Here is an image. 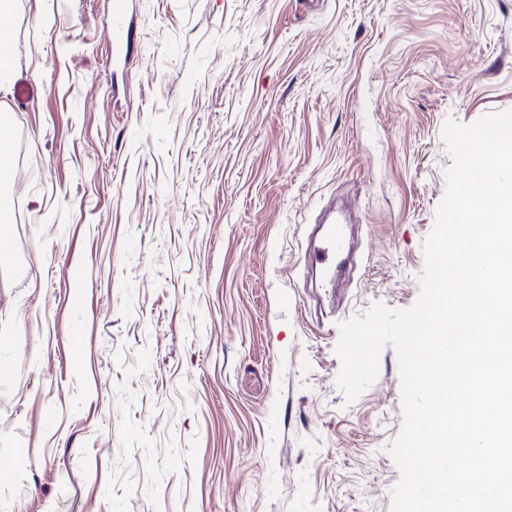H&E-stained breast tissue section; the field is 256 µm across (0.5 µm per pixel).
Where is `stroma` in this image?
<instances>
[{"label":"stroma","instance_id":"stroma-1","mask_svg":"<svg viewBox=\"0 0 512 512\" xmlns=\"http://www.w3.org/2000/svg\"><path fill=\"white\" fill-rule=\"evenodd\" d=\"M129 3L118 63L110 0L0 15L38 87L0 93V512H392L398 356L347 401L339 325L416 302L443 126L512 108V0ZM347 225L328 224L316 247V258L324 268H336V258L343 253L347 245Z\"/></svg>","mask_w":512,"mask_h":512}]
</instances>
